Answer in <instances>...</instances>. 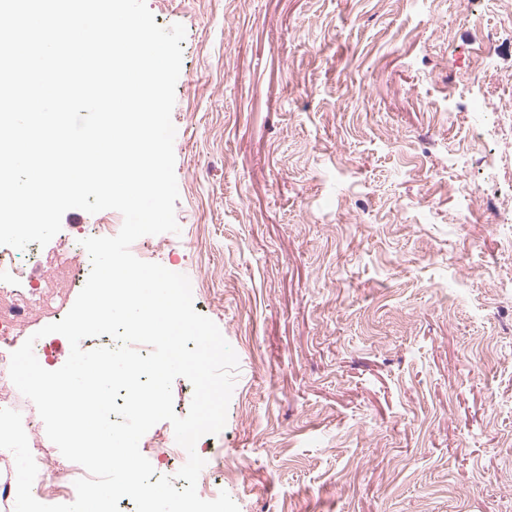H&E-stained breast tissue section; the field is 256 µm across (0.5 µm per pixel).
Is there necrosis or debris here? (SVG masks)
Listing matches in <instances>:
<instances>
[{
  "label": "necrosis or debris",
  "mask_w": 512,
  "mask_h": 512,
  "mask_svg": "<svg viewBox=\"0 0 512 512\" xmlns=\"http://www.w3.org/2000/svg\"><path fill=\"white\" fill-rule=\"evenodd\" d=\"M108 224H83L75 236L65 240L52 261H44L37 243L26 249L0 251V408L17 409L9 376L10 349L16 344L24 327L43 316L61 317L67 308V290L87 279L90 265L81 263L78 243L88 237H108ZM28 441L36 449L34 460L39 482L46 497L62 495L76 469L66 466L51 452L43 450L30 415H23Z\"/></svg>",
  "instance_id": "4bbe7bcc"
}]
</instances>
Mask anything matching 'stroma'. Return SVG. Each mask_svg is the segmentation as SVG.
<instances>
[{
	"mask_svg": "<svg viewBox=\"0 0 512 512\" xmlns=\"http://www.w3.org/2000/svg\"><path fill=\"white\" fill-rule=\"evenodd\" d=\"M186 29L156 263L238 356L239 512H512V0H146ZM476 92L462 86L482 37ZM493 154L490 167L473 161Z\"/></svg>",
	"mask_w": 512,
	"mask_h": 512,
	"instance_id": "stroma-1",
	"label": "stroma"
}]
</instances>
